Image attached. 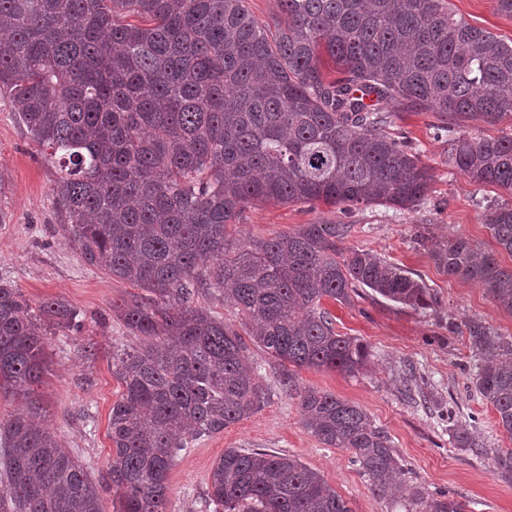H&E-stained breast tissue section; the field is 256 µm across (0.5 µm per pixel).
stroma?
Segmentation results:
<instances>
[{
    "mask_svg": "<svg viewBox=\"0 0 512 512\" xmlns=\"http://www.w3.org/2000/svg\"><path fill=\"white\" fill-rule=\"evenodd\" d=\"M449 6L472 26L512 41V17L498 11L496 0H449ZM392 129L412 140L433 174L413 210L363 206L344 213L324 204H257L246 208L234 233L243 240L269 239L302 224L335 221L349 227L343 247L377 254L427 288L431 303L422 308L391 302L367 288L350 304L325 302L337 332L368 345L369 361L355 376L304 369L297 383L365 409L390 436L413 482L429 492L463 496L470 512H512V479L499 476L493 465L497 451L512 449V436L499 427L495 410L474 386L480 358L468 331L477 323L512 344V314L498 309L482 288L442 274L431 257L436 244L462 235L512 268V256L498 251L486 227L495 208L512 205V193L470 181L448 157L451 138L511 134L512 120L494 126L459 121L444 131L435 113L403 112ZM57 173L1 90L0 279L20 288L31 305L63 299L82 313L80 332L48 334V367L34 392L50 430L98 481L112 454L110 412L123 391L112 356L140 340L112 313L113 301L126 296L130 285L85 265L57 221L52 194ZM249 353L268 400L250 417L180 452L169 473L168 512H210L204 494L211 469L228 448L297 457L318 470L352 512H400L372 491L350 451L324 447L305 429L296 399L280 384L278 365L257 348ZM461 430L476 439L479 451L459 447Z\"/></svg>",
    "mask_w": 512,
    "mask_h": 512,
    "instance_id": "stroma-1",
    "label": "stroma"
}]
</instances>
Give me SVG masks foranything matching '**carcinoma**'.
<instances>
[{"instance_id": "carcinoma-1", "label": "carcinoma", "mask_w": 512, "mask_h": 512, "mask_svg": "<svg viewBox=\"0 0 512 512\" xmlns=\"http://www.w3.org/2000/svg\"><path fill=\"white\" fill-rule=\"evenodd\" d=\"M269 32L246 0H0L9 31L0 89L27 132L57 160L58 221L89 266L136 292L112 304L139 347L113 358L124 391L112 405L103 484L116 512H168V474L192 441L224 431L267 401L249 344L281 367L304 427L353 453L379 497H401L408 469L360 406L291 368L361 372L369 350L336 332L325 298L359 288L428 304L406 271L341 243L349 225L301 224L267 240L232 233L257 203L413 209L433 176L398 112H436L494 126L512 118V44L455 17L448 0H278ZM336 67L323 73L321 55ZM374 96L366 103L368 96ZM392 109H387V106ZM450 160L473 181L512 192V133L452 139ZM487 228L512 255V207ZM444 274L484 289L512 313V270L456 235L432 252ZM224 296L235 321L198 303ZM60 300L31 307L0 282V390L26 407L0 418V512H103L100 490L45 426L31 386L45 340L79 330ZM484 356L474 385L512 435V347L469 329ZM512 478V450L494 459ZM206 503L224 512H351L300 460L227 448ZM404 512H468L465 500L416 486Z\"/></svg>"}]
</instances>
